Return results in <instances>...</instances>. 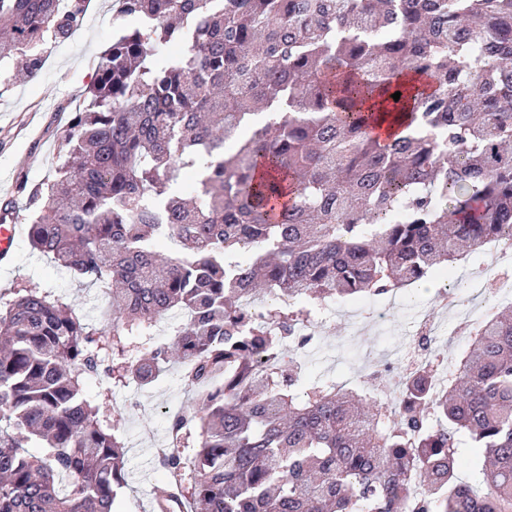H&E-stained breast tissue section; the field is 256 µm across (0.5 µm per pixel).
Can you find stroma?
Returning <instances> with one entry per match:
<instances>
[{"instance_id":"obj_1","label":"stroma","mask_w":512,"mask_h":512,"mask_svg":"<svg viewBox=\"0 0 512 512\" xmlns=\"http://www.w3.org/2000/svg\"><path fill=\"white\" fill-rule=\"evenodd\" d=\"M115 10V0H90L80 26L70 38L52 44L34 79L14 77L13 65H6L13 80L8 91L0 93V203L15 198L18 178L36 184L48 177L57 155L53 131L63 119L61 108L93 80L98 57L112 41ZM28 284L67 298L91 323L107 321L99 289L82 285L66 269L34 251L22 225L13 252L0 260V292ZM420 303L434 305V293L414 288L403 306L387 311L383 336L370 326L362 335H354L345 312L329 316L304 349L311 360L310 380L355 379L367 369L381 367L388 344L403 337ZM113 400L125 417L129 471L128 485L115 500V512H152L153 490L165 482L155 464L158 449L167 441L168 419L162 409L181 411L191 394L174 368L153 387L131 384L115 391Z\"/></svg>"}]
</instances>
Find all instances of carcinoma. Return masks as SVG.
<instances>
[{"mask_svg": "<svg viewBox=\"0 0 512 512\" xmlns=\"http://www.w3.org/2000/svg\"><path fill=\"white\" fill-rule=\"evenodd\" d=\"M116 2L51 175L17 185L31 246L101 289L112 325L36 285L0 295V512H112V388L173 361L196 402L158 451L155 512H512V305L469 331L439 393L435 358L391 401L300 392L285 348L326 303L512 237V0ZM88 4L0 0V66L37 74ZM380 120L408 134L381 143ZM105 361L110 386L87 394Z\"/></svg>", "mask_w": 512, "mask_h": 512, "instance_id": "cac0c4a2", "label": "carcinoma"}]
</instances>
